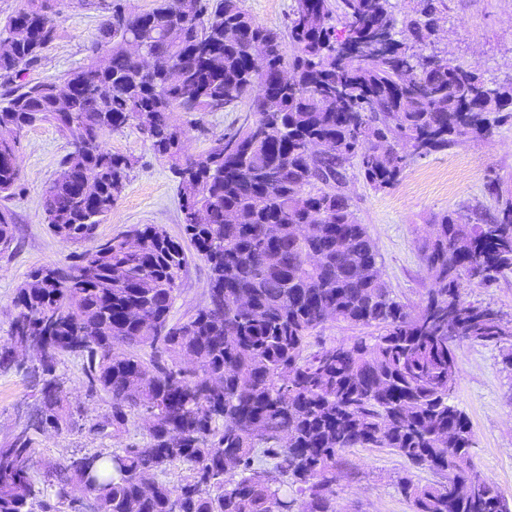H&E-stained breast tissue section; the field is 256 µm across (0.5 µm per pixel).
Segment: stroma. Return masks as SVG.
Masks as SVG:
<instances>
[{
  "instance_id": "stroma-1",
  "label": "stroma",
  "mask_w": 512,
  "mask_h": 512,
  "mask_svg": "<svg viewBox=\"0 0 512 512\" xmlns=\"http://www.w3.org/2000/svg\"><path fill=\"white\" fill-rule=\"evenodd\" d=\"M112 3L95 0L82 5L78 0H61L55 17L56 37L38 62L22 72V81L53 80L85 63L100 39V25ZM435 46L463 67H479L486 77L512 78V0H445L438 15ZM239 118L236 112L175 115L186 131L185 150L196 158L205 155L218 137L234 131ZM19 141V181L7 202L16 238L12 251L0 254V344L9 339L17 287L35 269L68 265L79 250L78 245L62 242L49 232L43 212V192L60 158L71 149L68 139L54 125L43 122L24 129ZM105 143L112 152L129 157L133 167L111 215L98 228L99 238L115 236L135 224H155L184 240L177 180L167 162L133 127L106 135ZM493 180L499 182L504 196L512 195L510 120L494 126L489 137L469 138L411 161L394 187L376 190L358 173H351L346 193L358 221L366 225L375 243L380 271L398 301L415 307L427 294L430 282L418 243L429 233L432 215L476 206L494 210L497 201L487 191ZM208 285L207 265L196 254H189L171 309L172 320H186L204 306ZM463 295L496 308L512 327V274L491 287L465 284ZM510 349L512 344L507 342L460 344L453 402L472 427L469 469L512 502V370L502 363L503 353ZM36 365L35 357L29 356L9 370H0V444L35 418L40 399L32 377ZM56 374L71 401L73 417L61 432L32 433L35 474H42L48 462L144 443L146 431L140 415L133 416L117 435L92 439L88 426L108 412L107 398L88 397L82 358L61 357ZM404 470L422 484L435 479L430 470H408L405 460L388 449H346L334 483L339 512H410L392 482Z\"/></svg>"
}]
</instances>
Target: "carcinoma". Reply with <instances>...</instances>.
<instances>
[{"label": "carcinoma", "instance_id": "cac0c4a2", "mask_svg": "<svg viewBox=\"0 0 512 512\" xmlns=\"http://www.w3.org/2000/svg\"><path fill=\"white\" fill-rule=\"evenodd\" d=\"M121 3L100 27L98 58L57 80L21 83L0 97V198L19 171L4 156L18 135L48 122L72 138L43 196L49 230L66 243L96 238L121 197L132 161L104 145L131 124L179 178L184 231L210 273V301L185 321L170 312L187 257L154 224L134 225L73 255L64 268L32 271L16 292L9 339L32 337L41 363V424L67 428L72 411L55 376L58 357L79 354L91 394L110 411L88 433L122 431L150 415L142 445L49 462L41 499L28 430L0 447V512H80L87 488L96 512H339L336 466L348 448H389L439 480L395 484L411 512H512L490 482L461 466L470 422L452 402L456 348L498 345L502 319L462 298L463 282L490 285L512 272V199L432 216L419 242L430 288L410 311L383 280L378 252L350 198L327 173L355 168L375 190L394 186L410 160L512 119V80L464 69L431 49L444 0H417L398 17L392 0H295L286 32L259 24L241 0ZM0 24V78L14 82L56 33L54 0H26ZM389 38L383 54L371 50ZM261 43L257 64L250 46ZM132 45L152 58L143 71ZM292 51H287V48ZM288 68L292 83H275ZM74 87L69 99L59 85ZM269 95L263 110L253 97ZM253 118L190 159L176 112H237ZM334 154L314 159L306 145ZM14 224L0 210V253ZM245 295L249 305L239 307ZM329 322L368 330L351 344L307 352ZM89 340L75 344L79 331ZM162 349L145 362L140 351ZM189 466L177 488L158 475ZM469 486L448 497V477Z\"/></svg>", "mask_w": 512, "mask_h": 512}]
</instances>
